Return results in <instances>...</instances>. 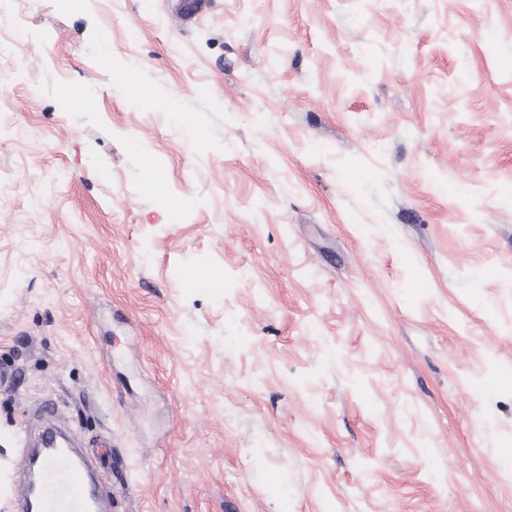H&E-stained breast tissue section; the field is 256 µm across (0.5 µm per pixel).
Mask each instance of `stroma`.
<instances>
[{
    "label": "stroma",
    "mask_w": 512,
    "mask_h": 512,
    "mask_svg": "<svg viewBox=\"0 0 512 512\" xmlns=\"http://www.w3.org/2000/svg\"><path fill=\"white\" fill-rule=\"evenodd\" d=\"M184 2L0 0V512H512V0ZM41 459L33 512H90L97 503L92 474L69 443Z\"/></svg>",
    "instance_id": "stroma-1"
}]
</instances>
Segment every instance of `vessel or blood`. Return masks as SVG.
I'll use <instances>...</instances> for the list:
<instances>
[{
    "instance_id": "b4317fda",
    "label": "vessel or blood",
    "mask_w": 512,
    "mask_h": 512,
    "mask_svg": "<svg viewBox=\"0 0 512 512\" xmlns=\"http://www.w3.org/2000/svg\"><path fill=\"white\" fill-rule=\"evenodd\" d=\"M57 440V434H47L50 449L41 459L38 486H23L16 497L20 512H91L96 505L87 464L76 449L58 446Z\"/></svg>"
}]
</instances>
